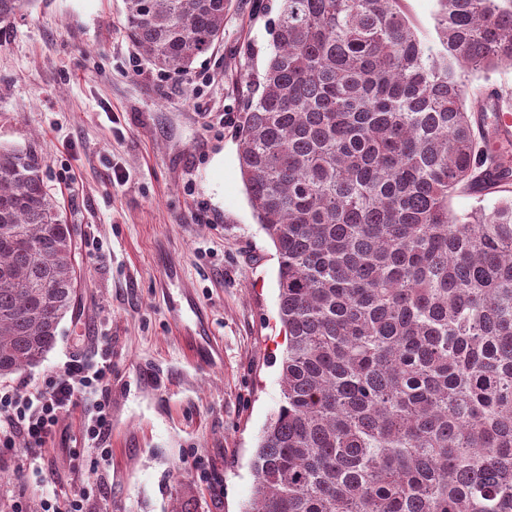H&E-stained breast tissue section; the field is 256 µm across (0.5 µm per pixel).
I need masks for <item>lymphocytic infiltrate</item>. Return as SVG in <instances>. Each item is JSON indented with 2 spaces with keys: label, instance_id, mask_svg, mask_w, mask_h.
I'll return each instance as SVG.
<instances>
[{
  "label": "lymphocytic infiltrate",
  "instance_id": "lymphocytic-infiltrate-1",
  "mask_svg": "<svg viewBox=\"0 0 512 512\" xmlns=\"http://www.w3.org/2000/svg\"><path fill=\"white\" fill-rule=\"evenodd\" d=\"M112 364L108 353L98 362L69 358L44 382L26 392L0 385V448L12 451L19 476H27L38 455L57 431L59 420L86 396H93L92 412L82 429L84 447L107 458L103 439L112 423L110 394Z\"/></svg>",
  "mask_w": 512,
  "mask_h": 512
}]
</instances>
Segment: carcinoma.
<instances>
[{
  "mask_svg": "<svg viewBox=\"0 0 512 512\" xmlns=\"http://www.w3.org/2000/svg\"><path fill=\"white\" fill-rule=\"evenodd\" d=\"M33 0H0V23ZM282 0L239 128L278 257L282 403L243 512H512V180L491 136L512 0ZM226 0H124L127 37L184 75ZM499 197L458 213L457 193ZM35 149L0 148V379L75 310L73 233ZM406 10L410 22L422 33H429L427 39L430 47L435 46L433 41L431 15L434 10L435 0H406ZM467 83L469 84L468 91H472L480 85L500 88L504 95L506 94L504 99H509L512 103V65L500 67L487 74L470 73Z\"/></svg>",
  "mask_w": 512,
  "mask_h": 512,
  "instance_id": "1",
  "label": "carcinoma"
}]
</instances>
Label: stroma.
Instances as JSON below:
<instances>
[{
    "mask_svg": "<svg viewBox=\"0 0 512 512\" xmlns=\"http://www.w3.org/2000/svg\"><path fill=\"white\" fill-rule=\"evenodd\" d=\"M280 6L230 0L223 43L185 76L127 38L123 0H34L0 28V147L43 157L83 275L55 347L10 382L41 384L104 348L112 362L111 459L83 446L84 399L27 480L0 453V512H41L47 478L61 502L95 484L87 512H242L286 342L276 250L239 165L241 70H263ZM186 296L218 347L206 366L186 344Z\"/></svg>",
    "mask_w": 512,
    "mask_h": 512,
    "instance_id": "1",
    "label": "stroma"
}]
</instances>
